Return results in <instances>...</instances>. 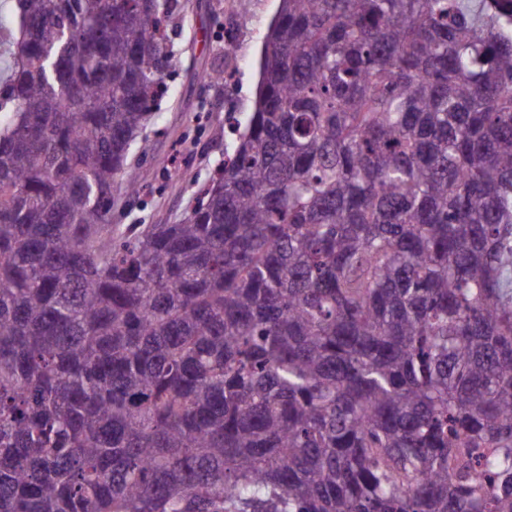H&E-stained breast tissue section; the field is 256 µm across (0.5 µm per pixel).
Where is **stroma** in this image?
I'll list each match as a JSON object with an SVG mask.
<instances>
[{"mask_svg": "<svg viewBox=\"0 0 512 512\" xmlns=\"http://www.w3.org/2000/svg\"><path fill=\"white\" fill-rule=\"evenodd\" d=\"M277 8L278 0H179L167 92L131 155L151 184L135 197L116 189L114 226L172 224L194 205L233 140L230 118L243 122L254 110L262 42ZM216 68L224 84L203 83Z\"/></svg>", "mask_w": 512, "mask_h": 512, "instance_id": "35a3bbf8", "label": "stroma"}]
</instances>
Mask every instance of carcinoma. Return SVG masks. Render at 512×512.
<instances>
[{"label": "carcinoma", "mask_w": 512, "mask_h": 512, "mask_svg": "<svg viewBox=\"0 0 512 512\" xmlns=\"http://www.w3.org/2000/svg\"><path fill=\"white\" fill-rule=\"evenodd\" d=\"M14 2L0 512H512V0H280L195 207L128 232L177 0Z\"/></svg>", "instance_id": "obj_1"}]
</instances>
